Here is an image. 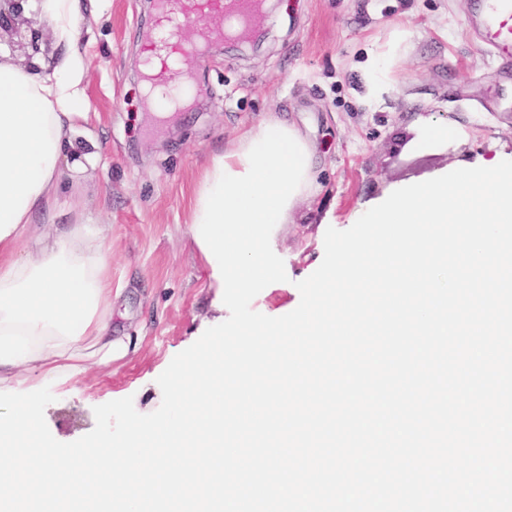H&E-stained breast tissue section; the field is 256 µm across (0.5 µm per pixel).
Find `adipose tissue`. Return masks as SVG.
I'll use <instances>...</instances> for the list:
<instances>
[{
	"label": "adipose tissue",
	"mask_w": 512,
	"mask_h": 512,
	"mask_svg": "<svg viewBox=\"0 0 512 512\" xmlns=\"http://www.w3.org/2000/svg\"><path fill=\"white\" fill-rule=\"evenodd\" d=\"M63 52L49 69L0 63V386L24 387L82 371L91 355L112 359V274L87 224L35 219L58 201L66 173L96 156L78 44L82 0H42ZM316 147L295 124L271 116L244 131L204 170L189 232L216 287L235 293L275 284L261 253L315 187ZM25 255H18L19 243Z\"/></svg>",
	"instance_id": "ef3b65f1"
}]
</instances>
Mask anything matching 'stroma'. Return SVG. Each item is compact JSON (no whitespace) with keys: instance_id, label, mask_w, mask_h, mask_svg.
Returning a JSON list of instances; mask_svg holds the SVG:
<instances>
[{"instance_id":"35a3bbf8","label":"stroma","mask_w":512,"mask_h":512,"mask_svg":"<svg viewBox=\"0 0 512 512\" xmlns=\"http://www.w3.org/2000/svg\"><path fill=\"white\" fill-rule=\"evenodd\" d=\"M255 47L229 40L205 57L208 18L186 14L178 57L197 103L153 131L143 90L150 0H91L80 21L98 159L78 173L57 211L60 224H97L112 270V361L52 386L51 434L72 442L95 426V406L132 397L142 414L162 403L158 376L228 308L210 288L187 220L213 154L268 114L299 126L319 151L317 194L281 225L266 252L278 287L254 311L294 310L297 281L324 256L327 227L349 229L395 189L458 168L512 160V79L469 20L475 0H269ZM376 61L386 90L366 96ZM447 127L435 136L428 125Z\"/></svg>"}]
</instances>
